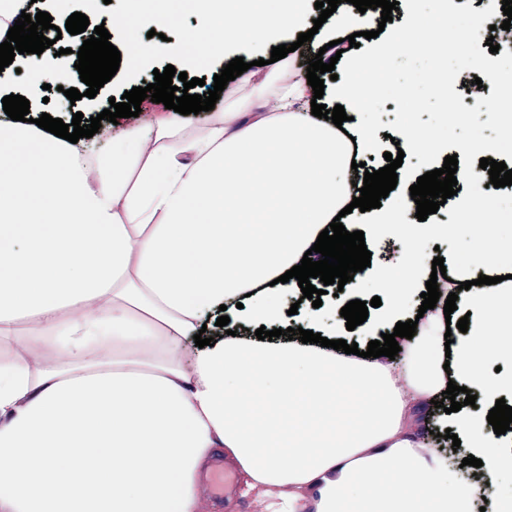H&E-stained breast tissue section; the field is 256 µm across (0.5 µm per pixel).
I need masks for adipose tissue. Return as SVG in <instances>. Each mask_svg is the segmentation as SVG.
I'll use <instances>...</instances> for the list:
<instances>
[{"label": "adipose tissue", "instance_id": "adipose-tissue-1", "mask_svg": "<svg viewBox=\"0 0 512 512\" xmlns=\"http://www.w3.org/2000/svg\"><path fill=\"white\" fill-rule=\"evenodd\" d=\"M200 38L143 43L111 29L122 61L159 55L187 66L233 45L262 53L292 26L303 0H187ZM336 89L351 118L311 113L306 77L247 71L240 83L277 109L241 102L209 113L202 129L157 117L128 125L110 150L88 153L21 121L0 120V512H202L203 475L224 457L260 512H512L496 494L512 474L486 415L460 410L453 427L480 469L449 466L418 432L448 381L497 397L488 357L512 361V290L477 292L470 310L493 342L443 356V307L427 310L398 358H361L240 327L325 333L323 308L287 316L279 298L338 213L352 224L401 228L409 259L399 274L367 268L347 287L375 284L389 301L358 325L393 332L415 288L428 226L408 188L395 205L351 209L355 156L377 148L360 116L375 99L360 80ZM230 322L219 327L220 313ZM210 346L188 353L198 332ZM479 473L480 497L456 491Z\"/></svg>", "mask_w": 512, "mask_h": 512}]
</instances>
